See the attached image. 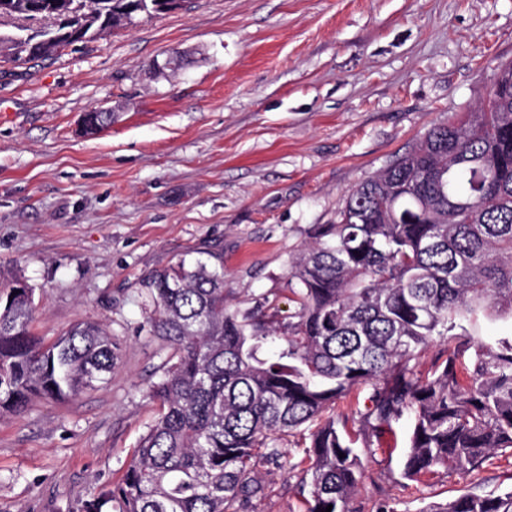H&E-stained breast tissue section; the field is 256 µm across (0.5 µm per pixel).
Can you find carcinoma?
I'll list each match as a JSON object with an SVG mask.
<instances>
[{
  "mask_svg": "<svg viewBox=\"0 0 512 512\" xmlns=\"http://www.w3.org/2000/svg\"><path fill=\"white\" fill-rule=\"evenodd\" d=\"M0 16L52 19L56 0H10ZM170 0H62L77 30L52 24L0 36V58H49L169 12ZM147 273L151 336L172 350L153 398L159 413L121 479L83 512H244L264 496L276 441L311 428L299 488L306 512H350L365 477L360 450L408 417L402 477L480 469L512 450V335L478 338L480 316L512 313V62L487 103L432 128L413 149L347 197L339 219L294 255L296 321L277 306L240 314L224 287V251ZM33 289L0 280V418L37 398L66 400L104 379L120 345L101 323L80 322L50 344L30 329ZM446 357L426 375L419 354ZM367 391L351 434L324 416ZM344 457H339V454ZM427 512H512V491L466 493Z\"/></svg>",
  "mask_w": 512,
  "mask_h": 512,
  "instance_id": "cac0c4a2",
  "label": "carcinoma"
}]
</instances>
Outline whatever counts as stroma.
<instances>
[{
  "instance_id": "1",
  "label": "stroma",
  "mask_w": 512,
  "mask_h": 512,
  "mask_svg": "<svg viewBox=\"0 0 512 512\" xmlns=\"http://www.w3.org/2000/svg\"><path fill=\"white\" fill-rule=\"evenodd\" d=\"M512 61V0H186L49 59L0 60V272L34 290L33 333L105 322L101 382L0 419V512H83L158 413L169 349L150 336L149 271L224 250L231 306L276 300L290 261L349 192L434 125L477 109ZM101 107L112 123L85 133ZM408 420L372 440L352 512H424L512 490V455L477 475L402 479ZM307 429L260 467L254 512H304Z\"/></svg>"
}]
</instances>
